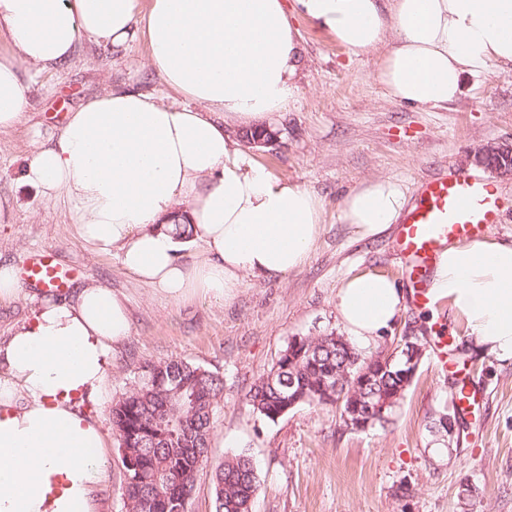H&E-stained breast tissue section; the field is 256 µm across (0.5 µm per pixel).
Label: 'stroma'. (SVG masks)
Instances as JSON below:
<instances>
[{"label": "stroma", "mask_w": 512, "mask_h": 512, "mask_svg": "<svg viewBox=\"0 0 512 512\" xmlns=\"http://www.w3.org/2000/svg\"><path fill=\"white\" fill-rule=\"evenodd\" d=\"M294 23L304 54L298 89L284 111L268 118L281 132L280 146L273 153L247 146L243 153L320 197V234L301 268L276 279L246 278L219 302L157 295L127 274L117 255L92 252L76 236L66 203H44L22 176L38 142L109 87L182 104L149 67L146 39L118 53L84 40L66 68L23 69L30 85L27 118L0 132V264L20 268L31 254L47 250L72 270L73 285L102 281L128 301L132 332L110 359L104 403L93 408L108 434L99 512H125L113 403L134 387L144 366L179 359L224 376L213 456L244 452L253 459L258 488L252 512H512V362L476 351L447 303L430 311L405 308L384 338L361 349L366 356L390 350L408 334L420 344L416 375L386 427L347 429L332 405L302 404L271 421L245 399L292 337L343 334L336 291L346 277L361 271L402 277L391 234L363 239L343 222L348 190L387 178L411 199L423 178L472 169L474 150L512 142L511 69L492 64L465 74L455 101L414 107L389 97L380 83L382 51L354 58L310 20ZM42 297L40 289L24 286L15 298L0 300V345L32 319ZM440 331L455 336L467 381L484 395L451 439L431 429L456 391L455 378L433 367L430 342ZM468 486L473 496H463Z\"/></svg>", "instance_id": "35a3bbf8"}]
</instances>
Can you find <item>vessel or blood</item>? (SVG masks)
<instances>
[{
	"label": "vessel or blood",
	"instance_id": "obj_1",
	"mask_svg": "<svg viewBox=\"0 0 512 512\" xmlns=\"http://www.w3.org/2000/svg\"><path fill=\"white\" fill-rule=\"evenodd\" d=\"M499 196L487 179L458 169L421 181L416 202L397 225L393 245L405 262L406 286L414 308L436 303L432 273L440 253L454 241H466L486 233L498 220ZM71 280L70 270L59 267L47 255H32L24 266L26 286L60 292ZM453 337L437 336L431 342L439 372L461 373L452 353Z\"/></svg>",
	"mask_w": 512,
	"mask_h": 512
}]
</instances>
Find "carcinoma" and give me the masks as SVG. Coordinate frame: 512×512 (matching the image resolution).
Instances as JSON below:
<instances>
[{
    "label": "carcinoma",
    "mask_w": 512,
    "mask_h": 512,
    "mask_svg": "<svg viewBox=\"0 0 512 512\" xmlns=\"http://www.w3.org/2000/svg\"><path fill=\"white\" fill-rule=\"evenodd\" d=\"M366 357L335 332L291 340L276 364L249 390L246 399L261 415L275 420L293 400L314 406L336 403V372H354ZM399 355L364 392L378 402L404 389ZM194 397L188 405L172 394L173 384ZM224 391L217 372L186 360L146 366L142 378L112 405L125 480L121 496L126 512H173V504L191 496L200 468L211 465L215 512H251L257 474L243 453L214 462L210 438L213 416Z\"/></svg>",
    "instance_id": "obj_1"
}]
</instances>
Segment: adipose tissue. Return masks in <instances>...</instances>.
Listing matches in <instances>:
<instances>
[{
    "instance_id": "ef3b65f1",
    "label": "adipose tissue",
    "mask_w": 512,
    "mask_h": 512,
    "mask_svg": "<svg viewBox=\"0 0 512 512\" xmlns=\"http://www.w3.org/2000/svg\"><path fill=\"white\" fill-rule=\"evenodd\" d=\"M0 0V131L20 125L22 65L70 64L81 40L117 52L137 35L150 67L185 98L117 86L70 112L40 143L24 178L45 202L66 198L76 234L171 300L231 297L245 276L299 269L320 233L311 190L246 158L229 130L262 126L298 89L299 33L313 21L353 57L383 50L379 80L410 106L455 100L463 74L512 65V0ZM400 187L374 179L341 202L344 223L374 238L398 223ZM191 225L201 258L186 265L174 225ZM433 286L463 319L478 352L512 360V241L449 245ZM406 295L378 273L345 278L336 312L358 343L397 321ZM123 295L91 282L47 299L0 347V512H95L106 465L100 422L109 358L128 340Z\"/></svg>"
}]
</instances>
